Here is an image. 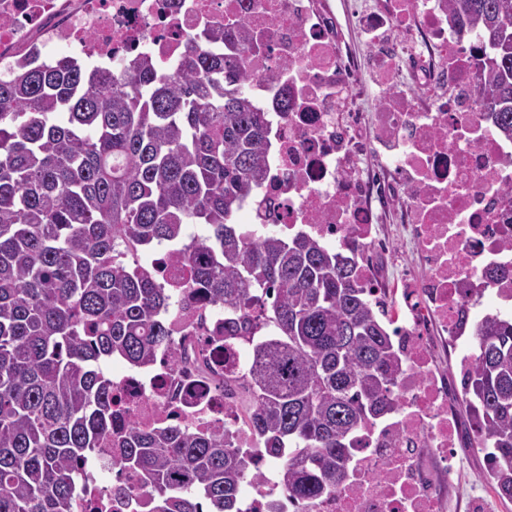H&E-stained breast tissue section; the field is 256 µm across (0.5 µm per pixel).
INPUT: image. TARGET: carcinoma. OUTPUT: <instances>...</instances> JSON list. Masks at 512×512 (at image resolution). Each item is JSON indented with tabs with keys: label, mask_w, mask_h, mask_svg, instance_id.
Returning <instances> with one entry per match:
<instances>
[{
	"label": "carcinoma",
	"mask_w": 512,
	"mask_h": 512,
	"mask_svg": "<svg viewBox=\"0 0 512 512\" xmlns=\"http://www.w3.org/2000/svg\"><path fill=\"white\" fill-rule=\"evenodd\" d=\"M480 91L475 112L512 136V0H453ZM194 39L179 70L147 56L106 76L67 58L0 77V512H103L78 495L93 448L138 477L139 512H238L255 457L229 434L121 425L101 363L148 368L171 348V295L149 245H175L207 301L224 307V374L292 501L346 475L362 428L397 407L401 361L348 255L303 234L252 240L234 216L264 174L269 124L246 54ZM204 224L205 237L189 236ZM456 400L512 501V315L472 325Z\"/></svg>",
	"instance_id": "obj_1"
}]
</instances>
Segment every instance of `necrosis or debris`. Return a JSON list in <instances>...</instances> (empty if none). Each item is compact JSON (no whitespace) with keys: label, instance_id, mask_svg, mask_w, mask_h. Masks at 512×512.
I'll use <instances>...</instances> for the list:
<instances>
[{"label":"necrosis or debris","instance_id":"necrosis-or-debris-1","mask_svg":"<svg viewBox=\"0 0 512 512\" xmlns=\"http://www.w3.org/2000/svg\"><path fill=\"white\" fill-rule=\"evenodd\" d=\"M224 27L253 35L249 92L269 121L266 173L244 207L253 234L304 233L352 253L355 276L385 305L403 371L399 407L354 449L348 473L308 512H448L460 426L447 373L434 366L452 342L467 372L468 324L493 294L512 304V137L475 113L471 57L451 0H0V76L66 53L109 72L147 54L161 71L187 40ZM371 61L374 84L362 82ZM400 242L419 277L380 276L367 257ZM177 307L166 312L181 362L115 379L125 418L141 428L181 422L251 436L224 389V363L203 361L224 333L186 265L157 267ZM241 512L287 503L277 465L262 457Z\"/></svg>","mask_w":512,"mask_h":512}]
</instances>
